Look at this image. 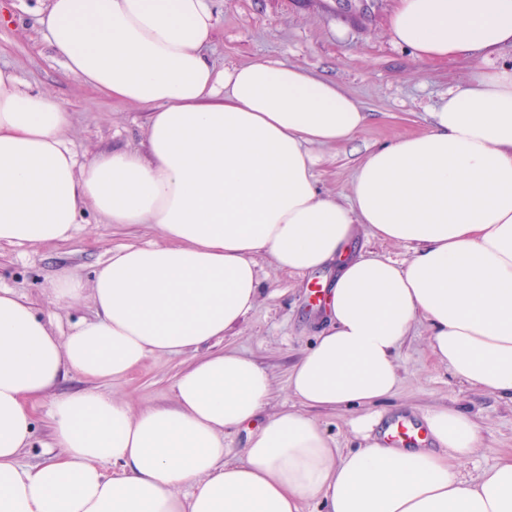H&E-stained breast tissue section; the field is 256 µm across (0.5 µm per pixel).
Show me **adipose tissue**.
<instances>
[{
	"mask_svg": "<svg viewBox=\"0 0 512 512\" xmlns=\"http://www.w3.org/2000/svg\"><path fill=\"white\" fill-rule=\"evenodd\" d=\"M40 23L71 78L147 109V139L78 161L67 109L0 69V243L66 242L87 209L161 240L113 251L91 282L50 280L57 307L87 294L96 310L62 336L0 287V512H512V452L461 469L484 443L469 413L425 415L417 448L360 415L344 450L305 412L395 395L419 323L454 376L512 399V65L474 71L425 132L366 154L340 201L319 192L314 149L353 140L363 107L284 61L218 68L211 0H49ZM389 33L423 61L489 55L512 46V0H398ZM363 230L409 256L351 251ZM262 256L338 269L288 377L297 407L266 415L273 379L234 349L190 363L171 407L53 397L65 375L120 380L222 337L259 301ZM46 396L60 453L21 465ZM258 418L227 457V433Z\"/></svg>",
	"mask_w": 512,
	"mask_h": 512,
	"instance_id": "adipose-tissue-1",
	"label": "adipose tissue"
}]
</instances>
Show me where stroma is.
<instances>
[{"instance_id":"35a3bbf8","label":"stroma","mask_w":512,"mask_h":512,"mask_svg":"<svg viewBox=\"0 0 512 512\" xmlns=\"http://www.w3.org/2000/svg\"><path fill=\"white\" fill-rule=\"evenodd\" d=\"M45 0H0V66L14 71L30 88L51 94L71 114L67 136L78 160L114 145L142 147L148 114L136 105L107 98L70 79L42 36L39 11ZM397 0H217L213 33L214 59L220 66H238L261 59L282 60L336 81L369 116L357 137L345 144L317 148L318 188L343 198L354 171L370 150L404 134L424 132L428 114L441 95L466 81L478 69L512 61V49L485 57L430 63L394 44L388 33ZM148 224H106L87 211L74 237L58 245L0 244V286L13 289L49 321L56 334L68 333L91 318L89 297L58 308L45 291L48 280L63 274L91 280L112 250L159 241ZM261 297L257 306L223 338L175 356L148 358L128 378L97 383V390L122 397L132 409L173 406L178 373L198 356L236 349L252 357L274 380L268 409L293 406L287 392L290 370L316 335L319 283L331 270L302 276L272 268L259 260ZM401 383L395 396L369 406L372 414L391 418L408 412L416 417L438 408H461L484 430V446L463 466L477 474L498 456L512 451V400L471 389L431 355L423 327L413 329L399 353ZM24 465L47 459L54 449L49 400L35 408Z\"/></svg>"}]
</instances>
